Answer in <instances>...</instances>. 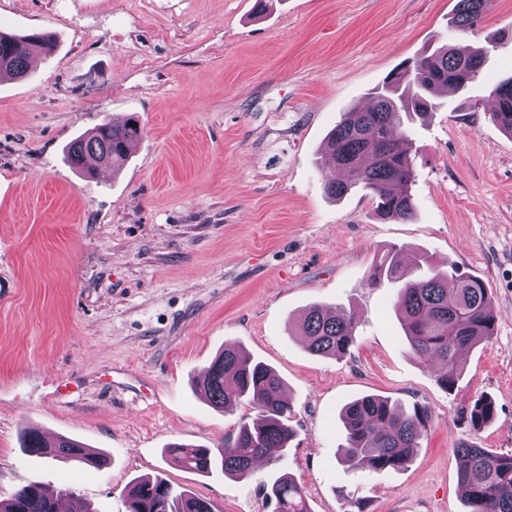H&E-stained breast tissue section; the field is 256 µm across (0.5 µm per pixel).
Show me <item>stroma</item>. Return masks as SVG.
<instances>
[{
    "label": "stroma",
    "mask_w": 512,
    "mask_h": 512,
    "mask_svg": "<svg viewBox=\"0 0 512 512\" xmlns=\"http://www.w3.org/2000/svg\"><path fill=\"white\" fill-rule=\"evenodd\" d=\"M458 0H0V28L46 32L31 78L0 81V499L72 486L95 512H128L146 476L212 512H273L258 481L199 475L171 443L215 447L256 410L213 408L197 386L228 343L287 384L295 436L262 467L302 486L311 512H466L456 442L512 453V136L491 91L512 73V0L477 26ZM483 46L479 76L407 123L411 220L381 219L360 188L335 199L318 165L342 112L363 109L405 61ZM138 117L119 169L67 148L106 119ZM479 277L494 335L463 355L453 390L411 352L391 287L370 288L393 246ZM315 304L358 313L350 355H312L295 329ZM387 396L432 413L400 471H346L341 407ZM482 396L494 420L473 430ZM102 453L91 467L28 455L24 428Z\"/></svg>",
    "instance_id": "35a3bbf8"
}]
</instances>
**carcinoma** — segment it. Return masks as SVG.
Returning <instances> with one entry per match:
<instances>
[{
  "label": "carcinoma",
  "mask_w": 512,
  "mask_h": 512,
  "mask_svg": "<svg viewBox=\"0 0 512 512\" xmlns=\"http://www.w3.org/2000/svg\"><path fill=\"white\" fill-rule=\"evenodd\" d=\"M490 4L491 0H458L454 25L463 31L473 28ZM52 50L47 35L0 32V79L28 77L32 56ZM485 61L483 47L461 51L444 44L392 73L375 92L369 109L343 113L329 133L321 163L333 164L349 178L327 179V192L341 197L360 185L375 200L379 216L394 221L412 219L415 170L400 117L431 111L433 94L448 85L455 91L464 89ZM491 118L512 136V77L493 89ZM143 135L133 117L121 122L105 120L69 145V162L81 169L92 156L119 166ZM399 252L394 247L379 260L368 286L378 288L387 283L396 289L395 308L411 351L424 362L438 364L437 383L449 391L463 372L459 353L494 333L496 317L488 288L481 279L460 274L451 262L448 269L433 267L430 275L421 277L417 275L420 262L409 266L400 260ZM356 328L357 316L342 307L314 305L298 322L308 350L321 357L348 354ZM198 385L212 406L227 411L247 401L259 417L242 424L236 435L213 449L170 445L167 454L177 464L196 473L220 469L228 476L253 479L258 459L274 453L285 455L295 436L292 409L285 398L284 380L272 366L238 345L226 347ZM495 416V403L484 397L472 405L469 421L479 430ZM342 421L346 444L339 463L346 470L397 471L407 467L420 447L431 410L418 403L407 407L388 397L365 395L344 405ZM21 444L27 453L44 458L84 463L91 455L90 449L75 439L60 436L49 442L34 430L22 433ZM455 454L468 512H512V454L491 452L467 440L455 445ZM258 485L265 498L275 503L274 512H310L304 490L291 474L261 480ZM59 495L71 501L70 512H92L74 489L64 488ZM127 497L128 512H211L206 501L183 491L177 493L158 477L132 482ZM0 512H57V499L42 484L30 482L0 500Z\"/></svg>",
  "instance_id": "cac0c4a2"
}]
</instances>
